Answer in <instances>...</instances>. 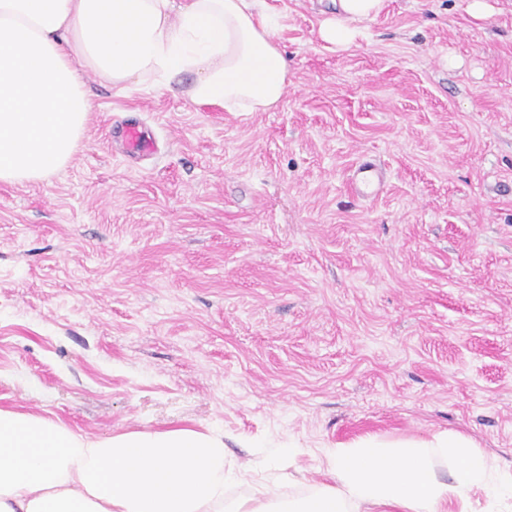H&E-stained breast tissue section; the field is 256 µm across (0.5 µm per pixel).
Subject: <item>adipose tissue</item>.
Listing matches in <instances>:
<instances>
[{
    "label": "adipose tissue",
    "instance_id": "ef3b65f1",
    "mask_svg": "<svg viewBox=\"0 0 512 512\" xmlns=\"http://www.w3.org/2000/svg\"><path fill=\"white\" fill-rule=\"evenodd\" d=\"M333 2L323 34L346 47L383 0ZM281 20L263 0H0V182L40 180L71 160L89 71L121 90L151 82L197 106L272 110L288 86ZM319 463L330 480L307 494L283 499L268 486L228 503L234 477L214 432L90 437L0 407V512H469L476 489L512 499V472L459 434L368 438L321 449Z\"/></svg>",
    "mask_w": 512,
    "mask_h": 512
}]
</instances>
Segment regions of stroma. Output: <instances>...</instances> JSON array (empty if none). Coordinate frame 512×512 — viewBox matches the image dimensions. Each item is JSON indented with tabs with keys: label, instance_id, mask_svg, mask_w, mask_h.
Wrapping results in <instances>:
<instances>
[{
	"label": "stroma",
	"instance_id": "1",
	"mask_svg": "<svg viewBox=\"0 0 512 512\" xmlns=\"http://www.w3.org/2000/svg\"><path fill=\"white\" fill-rule=\"evenodd\" d=\"M266 0L290 83L267 112L87 74L79 147L0 183V405L77 432L224 437L227 494L272 448L470 438L512 467V0ZM140 124L151 157L122 151ZM384 173L376 196L355 166ZM336 17L328 20L323 27L324 36L337 46L351 45L360 34L357 23H362L377 15L383 0H333ZM382 181L381 169L374 163L365 161L354 170L351 188L360 197H371L380 191Z\"/></svg>",
	"mask_w": 512,
	"mask_h": 512
}]
</instances>
